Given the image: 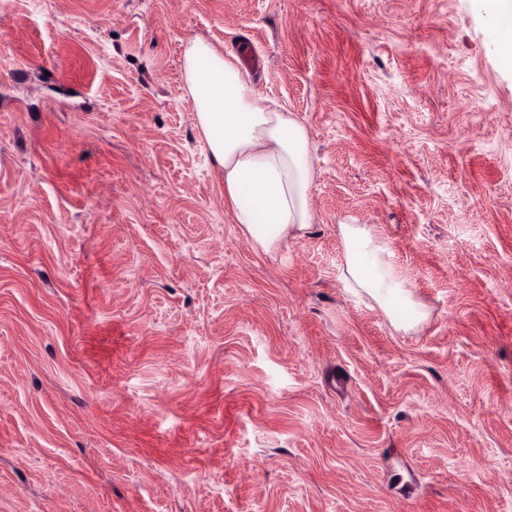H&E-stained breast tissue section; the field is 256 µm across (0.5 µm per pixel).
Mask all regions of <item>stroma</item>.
<instances>
[{
  "label": "stroma",
  "instance_id": "stroma-1",
  "mask_svg": "<svg viewBox=\"0 0 512 512\" xmlns=\"http://www.w3.org/2000/svg\"><path fill=\"white\" fill-rule=\"evenodd\" d=\"M202 38L307 126L224 203ZM369 224L427 311L344 286ZM0 512H512V71L481 0H0ZM182 70L233 223L267 253L306 232L316 222V168L305 123L258 95L237 57L203 39L187 43Z\"/></svg>",
  "mask_w": 512,
  "mask_h": 512
}]
</instances>
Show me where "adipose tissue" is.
<instances>
[{
  "instance_id": "obj_1",
  "label": "adipose tissue",
  "mask_w": 512,
  "mask_h": 512,
  "mask_svg": "<svg viewBox=\"0 0 512 512\" xmlns=\"http://www.w3.org/2000/svg\"><path fill=\"white\" fill-rule=\"evenodd\" d=\"M182 70L204 148L224 173L234 223L267 253L306 232L316 222V168L305 123L258 95L237 57L205 40L187 43ZM339 232L349 290L373 301L395 328L425 321V306L395 276L388 247L373 228L343 224Z\"/></svg>"
}]
</instances>
